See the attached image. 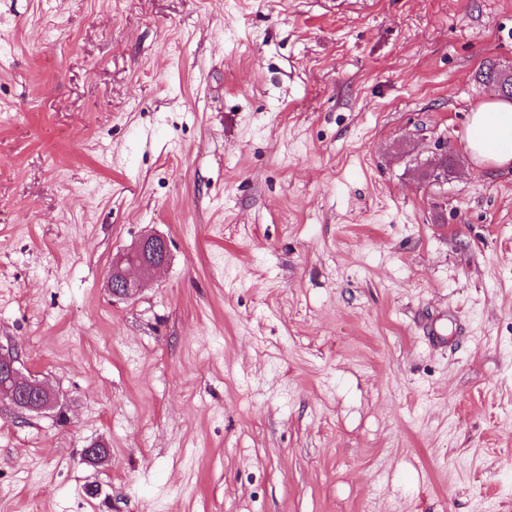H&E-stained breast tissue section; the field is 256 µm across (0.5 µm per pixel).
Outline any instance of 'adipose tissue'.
<instances>
[{
  "mask_svg": "<svg viewBox=\"0 0 512 512\" xmlns=\"http://www.w3.org/2000/svg\"><path fill=\"white\" fill-rule=\"evenodd\" d=\"M466 149L476 164L512 166V103L490 102L472 112Z\"/></svg>",
  "mask_w": 512,
  "mask_h": 512,
  "instance_id": "obj_1",
  "label": "adipose tissue"
}]
</instances>
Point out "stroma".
<instances>
[{
  "label": "stroma",
  "instance_id": "stroma-1",
  "mask_svg": "<svg viewBox=\"0 0 512 512\" xmlns=\"http://www.w3.org/2000/svg\"><path fill=\"white\" fill-rule=\"evenodd\" d=\"M488 60L512 0H0V512H512ZM466 149L478 165L512 166V103H485L472 112ZM168 258L167 241L159 235L142 237L128 252L112 263L109 285L116 297L129 298L145 279L162 268ZM0 363L8 372L6 379L2 382L0 378V400L3 397L16 400L22 396L28 403L19 405L14 401L8 400L11 405L19 406L27 412H43L52 409L57 402L56 393L49 388L43 381L34 378H23L17 366L18 357L13 353L0 352Z\"/></svg>",
  "mask_w": 512,
  "mask_h": 512
}]
</instances>
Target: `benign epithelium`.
Listing matches in <instances>:
<instances>
[{"instance_id":"1","label":"benign epithelium","mask_w":512,"mask_h":512,"mask_svg":"<svg viewBox=\"0 0 512 512\" xmlns=\"http://www.w3.org/2000/svg\"><path fill=\"white\" fill-rule=\"evenodd\" d=\"M168 258L167 241L158 235L142 237L128 252L112 263L109 285L116 297L129 298L142 287L145 279L162 268ZM18 357L0 352V365L7 371L6 379L0 383V399L23 397L28 403L21 406L27 412H43L52 409L57 402L56 393L44 382L24 378L17 366Z\"/></svg>"}]
</instances>
